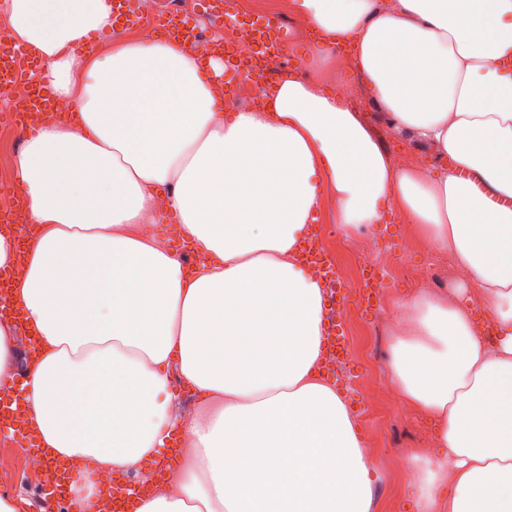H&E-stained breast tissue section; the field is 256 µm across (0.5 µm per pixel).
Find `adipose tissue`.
<instances>
[{"label": "adipose tissue", "mask_w": 512, "mask_h": 512, "mask_svg": "<svg viewBox=\"0 0 512 512\" xmlns=\"http://www.w3.org/2000/svg\"><path fill=\"white\" fill-rule=\"evenodd\" d=\"M294 6L317 54L353 44L373 103L446 173L396 167L313 81L284 79L228 121L212 73L176 42L73 53L111 30L112 0H10L12 46L44 60L33 85L75 119L45 122L16 158L36 232L0 226V268L23 267L0 381L29 331L30 426L52 455L124 475L165 467L133 512H372L370 459L321 371L322 288L297 252L323 194L350 234L395 200L470 275L459 302L398 304L389 378L444 450L408 498L415 512H512V0ZM171 213L203 257L193 271L155 242ZM174 372L202 397L190 413L175 409Z\"/></svg>", "instance_id": "obj_1"}]
</instances>
